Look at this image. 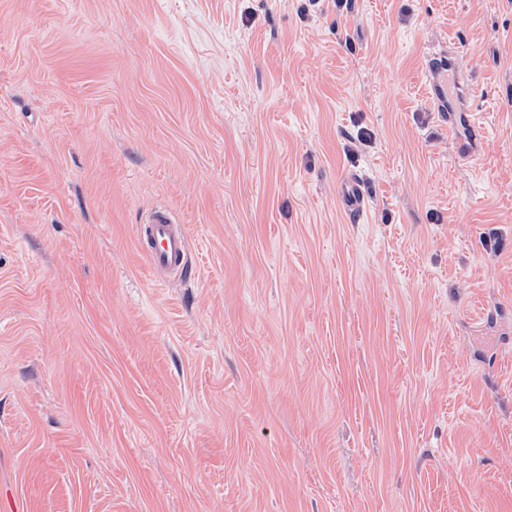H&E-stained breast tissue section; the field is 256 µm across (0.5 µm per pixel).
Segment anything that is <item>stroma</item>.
<instances>
[{"label": "stroma", "mask_w": 512, "mask_h": 512, "mask_svg": "<svg viewBox=\"0 0 512 512\" xmlns=\"http://www.w3.org/2000/svg\"><path fill=\"white\" fill-rule=\"evenodd\" d=\"M4 507L512 512V0H0ZM448 70H453L456 76L457 83L462 89L464 94L470 97L476 95V88L471 85L459 64V51L455 48H450L448 53L440 52L430 58L426 71L431 79L429 82L433 88H441L443 85L440 83L446 76L448 77ZM137 244L150 271L163 281L180 278L187 271L189 237L169 208L157 206L146 213L137 226Z\"/></svg>", "instance_id": "1"}]
</instances>
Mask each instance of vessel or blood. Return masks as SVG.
Returning <instances> with one entry per match:
<instances>
[{
  "label": "vessel or blood",
  "mask_w": 512,
  "mask_h": 512,
  "mask_svg": "<svg viewBox=\"0 0 512 512\" xmlns=\"http://www.w3.org/2000/svg\"><path fill=\"white\" fill-rule=\"evenodd\" d=\"M426 71L432 86H439L447 74H455L464 94L475 96L459 64V52L452 49L431 57ZM137 244L151 272L162 280L182 276L189 266L190 243L186 230L173 212L164 206L151 208L137 226Z\"/></svg>",
  "instance_id": "1"
}]
</instances>
